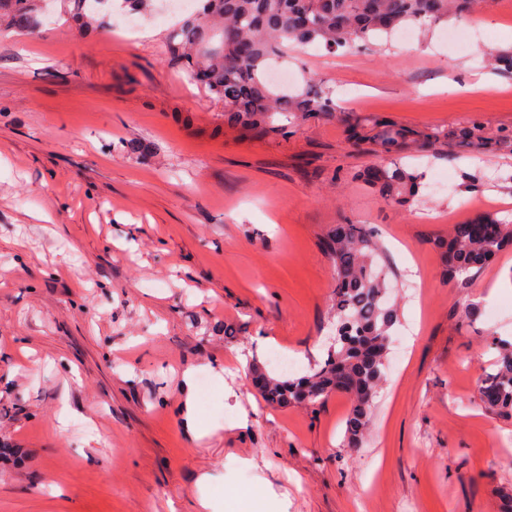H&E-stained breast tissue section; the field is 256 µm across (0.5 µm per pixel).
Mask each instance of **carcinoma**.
<instances>
[{
	"label": "carcinoma",
	"mask_w": 512,
	"mask_h": 512,
	"mask_svg": "<svg viewBox=\"0 0 512 512\" xmlns=\"http://www.w3.org/2000/svg\"><path fill=\"white\" fill-rule=\"evenodd\" d=\"M46 0H0V27L35 33L43 26ZM69 19L82 28L107 22L112 0H69ZM483 0H198L197 10L168 30L166 63L188 81L200 82L224 105V124L243 137L288 134V124L303 123L336 111L333 92L310 78L295 91L280 89L268 79L273 66L288 58L292 46L318 45L334 55L366 47L414 25L426 32L455 18L464 19ZM493 69L512 74V49L485 59ZM285 123L274 122L275 116ZM376 132H355L359 142L391 157L415 150L432 152L446 143L469 148L492 146L494 136L482 122L472 121L454 136L439 127H398L377 117ZM364 184L390 205L405 206L420 189L421 175L394 163L358 173ZM473 224H454L449 239L437 245L446 254L445 276L470 277L512 246V221L485 216ZM325 249L336 266L333 310L336 347L312 372L298 381L266 377L262 396L271 404H322L336 391L340 377L355 388L345 420L348 446L359 447L370 422L372 400L384 380L391 333L398 312L390 305L395 285L375 261L380 246L367 224H338L327 235ZM497 351L491 371L480 379L485 407L512 419V342L491 338Z\"/></svg>",
	"instance_id": "1"
}]
</instances>
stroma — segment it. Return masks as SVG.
Here are the masks:
<instances>
[{"label": "stroma", "instance_id": "obj_1", "mask_svg": "<svg viewBox=\"0 0 512 512\" xmlns=\"http://www.w3.org/2000/svg\"><path fill=\"white\" fill-rule=\"evenodd\" d=\"M59 11L38 34L0 32V512H198L200 493L257 486L288 512H503L512 419L482 406L478 384L490 338L512 341V248L451 282L434 242L512 219V147L407 158L423 187L399 207L358 179L382 158L349 129L384 116L511 132L512 74L464 84L512 48V24L484 9L489 36L465 53L437 27L339 59L291 48L294 86L315 76L340 111L242 140L222 104L165 65L167 25L79 29ZM441 174L445 195L430 189ZM363 219L405 351H389L350 448L347 395L272 405L240 360L280 379L325 358L336 269L323 242ZM189 366L199 439L177 407Z\"/></svg>", "mask_w": 512, "mask_h": 512}]
</instances>
